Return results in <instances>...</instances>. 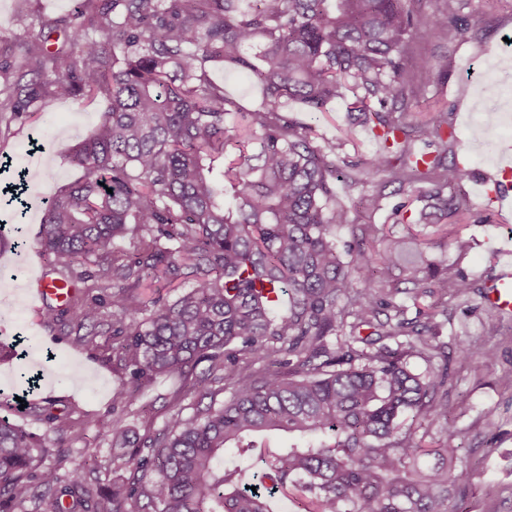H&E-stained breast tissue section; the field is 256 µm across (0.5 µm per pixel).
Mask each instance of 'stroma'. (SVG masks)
<instances>
[{
	"instance_id": "1",
	"label": "stroma",
	"mask_w": 512,
	"mask_h": 512,
	"mask_svg": "<svg viewBox=\"0 0 512 512\" xmlns=\"http://www.w3.org/2000/svg\"><path fill=\"white\" fill-rule=\"evenodd\" d=\"M73 9V0H0V52H6L20 33L33 41L43 38L45 20L67 17ZM463 12L471 17L466 32L443 40L418 31L412 43L417 54L448 69L447 83L431 85L428 96L436 107L448 110L461 142L459 159L469 172L463 190L480 212L490 207L496 185L512 187V172L503 170L512 160V122L487 118L488 110L499 114L512 106V89L481 91L497 79L495 64H504L512 76V0H465ZM99 112L95 103L48 98L25 122L0 113V162L5 165L0 187L16 182V169L26 168L25 200L47 205L60 188L82 177V170L71 164L69 151L95 128ZM311 122L324 137L344 140L345 161L364 159L378 148L365 127L348 125L343 102L332 103L330 111L315 114ZM0 224L11 242L0 251V337L10 343L16 335L26 336L28 361L43 372L38 387L31 389L20 376L17 358L0 360V415L52 444L59 435L70 436L69 461L76 464L92 450L104 448L96 424L118 415L112 390L127 374L112 365L111 337L79 335L76 326L65 320L42 321L40 304L26 294L27 280L51 271L39 244L41 214L0 201ZM454 230L448 223L431 227L429 257L490 282L501 269L500 250L512 248V215L497 211L492 223L468 224L465 232L475 245L462 258L450 245ZM436 332L437 342L447 346V359L428 363L417 358L413 364L420 370L445 366L451 374L448 413L453 430L444 432L436 424L429 427L428 438L461 446L469 478L453 501L467 512H512V386L501 381L512 374V316H501L481 296L452 299L448 317ZM460 338L484 342L493 352L492 359L461 361L455 348ZM170 384L165 377L147 384V410L137 421L139 434L162 428L170 412L163 400ZM24 388L29 389L31 401L52 399L57 424L13 405L14 393Z\"/></svg>"
}]
</instances>
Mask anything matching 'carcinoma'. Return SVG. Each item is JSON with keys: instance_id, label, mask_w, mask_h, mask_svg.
<instances>
[{"instance_id": "1", "label": "carcinoma", "mask_w": 512, "mask_h": 512, "mask_svg": "<svg viewBox=\"0 0 512 512\" xmlns=\"http://www.w3.org/2000/svg\"><path fill=\"white\" fill-rule=\"evenodd\" d=\"M422 2L81 0L72 17L44 22L64 32L55 50L16 37L21 61L0 69L1 111L23 119L49 97L104 105L70 154L84 176L53 197L41 238L58 278L99 294L40 316L119 337L112 358L128 378L112 402L125 411L146 383L176 381L158 432L137 440L124 416L98 424L111 448L126 449L129 482L96 454L67 468L61 444L0 417V512H273L277 497L297 512H455L466 472L448 420L449 369L409 363L442 354L433 330L448 307L411 321L395 298L426 288L468 299L480 285L410 253L405 236L375 251L361 221L386 207L389 185L407 194L391 209L398 224L472 210L448 110L427 98L447 70L410 42L414 31L446 38L469 22L463 0L431 11ZM217 63L261 88L256 107L211 78ZM338 99L381 143L352 164L337 154L343 142L288 110L326 112ZM413 103L427 107L418 124L406 121ZM338 181L375 190L352 208ZM161 281L188 288L170 303L145 301L144 285ZM458 353L491 356L475 340ZM281 357L286 374L255 367ZM215 384L229 398L203 405ZM436 421L448 444L426 448L417 430ZM276 432L294 443L261 459L272 483L224 467L225 449L240 455ZM430 455L438 462L426 464Z\"/></svg>"}]
</instances>
